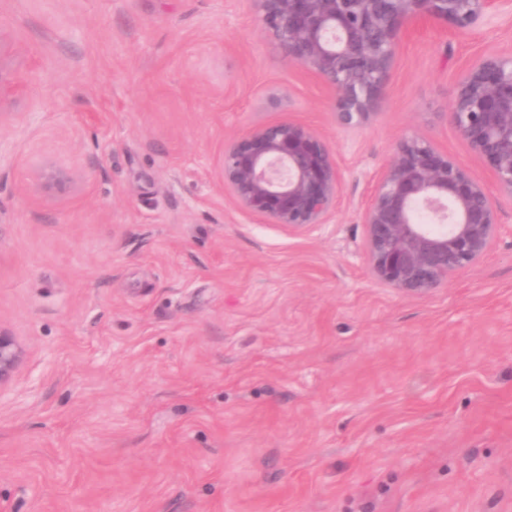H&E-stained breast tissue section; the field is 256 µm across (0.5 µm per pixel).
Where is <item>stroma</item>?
I'll return each mask as SVG.
<instances>
[{
	"label": "stroma",
	"instance_id": "1",
	"mask_svg": "<svg viewBox=\"0 0 512 512\" xmlns=\"http://www.w3.org/2000/svg\"><path fill=\"white\" fill-rule=\"evenodd\" d=\"M512 4L401 42L375 114L288 64L251 0H0V512H512V197L446 285H379L370 174L449 115ZM290 119L335 150L330 224L291 237L217 181ZM45 164L80 180L44 191ZM23 356V347L11 334L0 328V388L13 381Z\"/></svg>",
	"mask_w": 512,
	"mask_h": 512
}]
</instances>
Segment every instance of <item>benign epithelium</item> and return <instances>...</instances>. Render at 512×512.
<instances>
[{
  "instance_id": "benign-epithelium-1",
  "label": "benign epithelium",
  "mask_w": 512,
  "mask_h": 512,
  "mask_svg": "<svg viewBox=\"0 0 512 512\" xmlns=\"http://www.w3.org/2000/svg\"><path fill=\"white\" fill-rule=\"evenodd\" d=\"M283 58L332 94L336 121L355 130L374 113L403 38L430 23L475 26L501 0H253ZM451 119L512 197V50L472 60L456 87ZM220 184L241 210L290 237L330 223L341 181L332 147L308 126L275 121L224 144ZM435 224H423L421 211ZM363 256L373 279L425 293L483 259L499 232L487 185L417 135L396 145L361 213ZM24 349L0 328V387L13 381Z\"/></svg>"
}]
</instances>
